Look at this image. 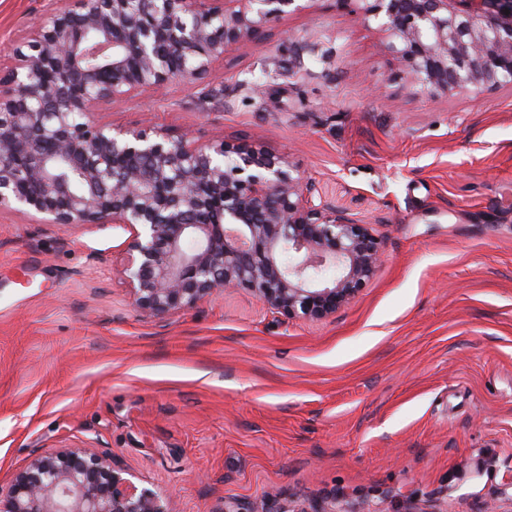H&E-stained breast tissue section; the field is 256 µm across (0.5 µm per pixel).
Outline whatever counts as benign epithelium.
Instances as JSON below:
<instances>
[{
	"mask_svg": "<svg viewBox=\"0 0 512 512\" xmlns=\"http://www.w3.org/2000/svg\"><path fill=\"white\" fill-rule=\"evenodd\" d=\"M78 0L52 14L0 77V208L47 224H122L135 307L161 317L232 288L289 318L349 303L381 241L265 148L196 146L98 125L93 109L209 70L306 0ZM364 21L422 91L512 85V0H362ZM0 512H169L111 457L36 456Z\"/></svg>",
	"mask_w": 512,
	"mask_h": 512,
	"instance_id": "benign-epithelium-1",
	"label": "benign epithelium"
}]
</instances>
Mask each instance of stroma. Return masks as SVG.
Masks as SVG:
<instances>
[{
    "label": "stroma",
    "mask_w": 512,
    "mask_h": 512,
    "mask_svg": "<svg viewBox=\"0 0 512 512\" xmlns=\"http://www.w3.org/2000/svg\"><path fill=\"white\" fill-rule=\"evenodd\" d=\"M75 0H0V68ZM359 0H311L95 123L281 155L382 258L322 319L239 288L157 318L119 224L0 210V486L62 446L171 512H512V86L419 90ZM220 88L223 98L211 96Z\"/></svg>",
    "instance_id": "stroma-1"
}]
</instances>
